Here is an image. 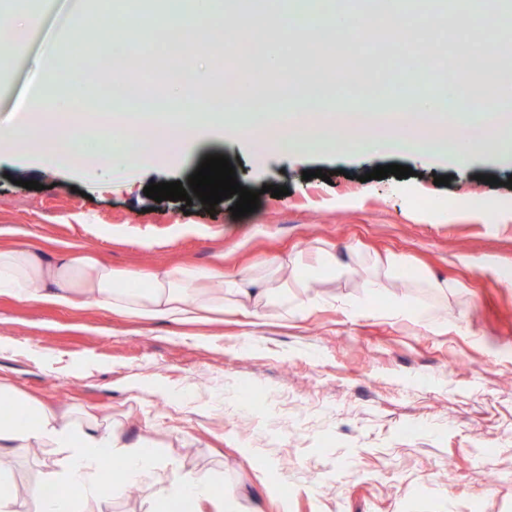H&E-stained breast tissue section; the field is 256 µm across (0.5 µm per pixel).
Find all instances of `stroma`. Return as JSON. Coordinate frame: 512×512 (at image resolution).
I'll list each match as a JSON object with an SVG mask.
<instances>
[{"label": "stroma", "instance_id": "1", "mask_svg": "<svg viewBox=\"0 0 512 512\" xmlns=\"http://www.w3.org/2000/svg\"><path fill=\"white\" fill-rule=\"evenodd\" d=\"M497 0L457 27H439L448 46L480 34L482 53L500 51ZM51 27L30 35L18 75L0 82V124L11 120L31 74L47 67ZM355 84L297 88L333 104L372 101L406 56L376 53ZM106 54L62 52L106 99ZM34 111V104L23 106ZM209 155L227 156L259 207L233 217L234 199L206 212L200 200L154 202L150 183L187 182ZM410 177L366 179L383 165ZM322 177L303 179L307 170ZM449 185H435L438 176ZM493 175L498 185L485 184ZM512 166L487 158L432 167L405 155L368 159L332 148L256 154L246 143L207 136L186 163L147 165L131 178L87 179L0 155V247L31 244L52 257L89 249L113 268L151 271L223 261L240 268L273 253L322 246L344 256L350 243L406 257V274L365 303V269L311 283L320 308L307 317L277 301L260 317L198 324L141 323L97 307L58 308L0 296V375L66 410L84 408L150 432L184 468L210 471L227 490L267 488L266 512H512ZM26 180L39 189L23 188ZM267 185L287 187L274 198ZM476 201L461 207L462 198ZM455 280L448 299L422 288L421 269ZM427 305L447 330L389 314ZM63 453L20 455L15 483L59 470Z\"/></svg>", "mask_w": 512, "mask_h": 512}]
</instances>
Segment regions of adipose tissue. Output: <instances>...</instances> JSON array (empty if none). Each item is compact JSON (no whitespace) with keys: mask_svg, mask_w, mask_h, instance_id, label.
Masks as SVG:
<instances>
[{"mask_svg":"<svg viewBox=\"0 0 512 512\" xmlns=\"http://www.w3.org/2000/svg\"><path fill=\"white\" fill-rule=\"evenodd\" d=\"M362 255L348 249L339 259L327 249L313 258L275 255L244 270H208L176 265L149 274L115 270L94 253L65 250L43 260L29 246L0 248V295L72 308L94 305L143 322L176 324L231 312L257 316L280 296L301 292L293 306L310 315L315 301L306 290L312 281L353 272ZM0 399L11 405L0 413V512H17L19 497L11 478L12 458L31 448H60V471L34 482L26 500L32 512H112L126 486L148 493L147 512H263L258 500L218 488L209 471L185 470L162 456L149 433L129 438L112 420L75 415L19 390L0 375ZM121 461L118 478L105 483L100 449Z\"/></svg>","mask_w":512,"mask_h":512,"instance_id":"adipose-tissue-1","label":"adipose tissue"}]
</instances>
